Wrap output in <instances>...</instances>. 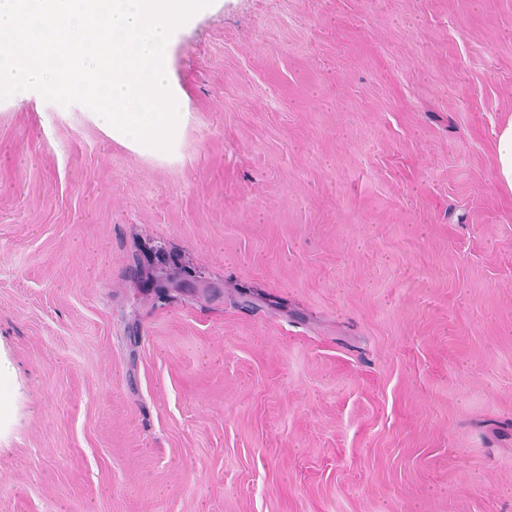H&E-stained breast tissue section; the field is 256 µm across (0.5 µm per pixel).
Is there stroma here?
I'll return each instance as SVG.
<instances>
[{
	"mask_svg": "<svg viewBox=\"0 0 512 512\" xmlns=\"http://www.w3.org/2000/svg\"><path fill=\"white\" fill-rule=\"evenodd\" d=\"M165 73L167 151L0 101V512H512V0H214ZM498 177L502 187L512 192V118L494 132Z\"/></svg>",
	"mask_w": 512,
	"mask_h": 512,
	"instance_id": "1",
	"label": "stroma"
}]
</instances>
